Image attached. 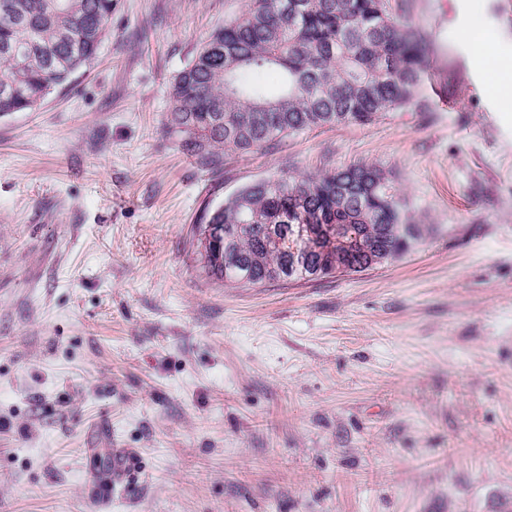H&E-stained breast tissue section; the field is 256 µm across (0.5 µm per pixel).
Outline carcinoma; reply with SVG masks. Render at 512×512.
I'll return each instance as SVG.
<instances>
[{"instance_id": "cac0c4a2", "label": "carcinoma", "mask_w": 512, "mask_h": 512, "mask_svg": "<svg viewBox=\"0 0 512 512\" xmlns=\"http://www.w3.org/2000/svg\"><path fill=\"white\" fill-rule=\"evenodd\" d=\"M113 0H0V117L43 103L92 64ZM417 35L389 0H245L177 71L169 131L217 175L231 153L306 129L371 124L420 105ZM224 241L203 244L206 225ZM424 236L375 164L257 180L192 229L202 269L229 284L314 280L399 258Z\"/></svg>"}]
</instances>
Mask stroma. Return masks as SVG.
I'll return each instance as SVG.
<instances>
[{"mask_svg":"<svg viewBox=\"0 0 512 512\" xmlns=\"http://www.w3.org/2000/svg\"><path fill=\"white\" fill-rule=\"evenodd\" d=\"M242 0H115L97 59L0 117V512H512V0H391L408 107L202 169L170 81ZM392 172L426 234L333 277L229 286L189 243L272 175ZM128 449L124 487L84 483ZM465 38L472 46L476 57L487 64L494 73V81L491 89L495 94L512 96V59L495 57L486 45L484 37L477 31L467 29Z\"/></svg>","mask_w":512,"mask_h":512,"instance_id":"35a3bbf8","label":"stroma"}]
</instances>
